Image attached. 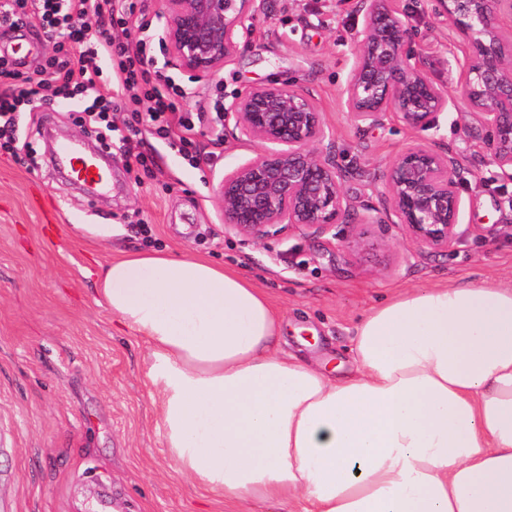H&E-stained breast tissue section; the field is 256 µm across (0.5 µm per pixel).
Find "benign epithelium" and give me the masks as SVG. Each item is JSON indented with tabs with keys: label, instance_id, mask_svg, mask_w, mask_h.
Masks as SVG:
<instances>
[{
	"label": "benign epithelium",
	"instance_id": "7a95c632",
	"mask_svg": "<svg viewBox=\"0 0 512 512\" xmlns=\"http://www.w3.org/2000/svg\"><path fill=\"white\" fill-rule=\"evenodd\" d=\"M470 51L468 77L456 97L439 88L415 62L414 34L386 0H356L362 28L347 81L353 118L380 125L395 114L410 128L429 129L449 106L480 115L493 145L490 163L512 177V41L498 15L512 0H436ZM164 43L173 68L210 80L224 62L251 46L245 20L260 0H160ZM236 138L259 143L254 157L224 173L218 199L224 228L259 244L290 229L312 237L349 223L355 202L342 191L352 169L331 146L313 97L294 85L257 86L223 111ZM459 152L427 142L411 144L388 165L381 195L384 224L398 227L422 254L446 252L462 236Z\"/></svg>",
	"mask_w": 512,
	"mask_h": 512
}]
</instances>
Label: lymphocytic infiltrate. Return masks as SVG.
Instances as JSON below:
<instances>
[{
  "label": "lymphocytic infiltrate",
  "mask_w": 512,
  "mask_h": 512,
  "mask_svg": "<svg viewBox=\"0 0 512 512\" xmlns=\"http://www.w3.org/2000/svg\"><path fill=\"white\" fill-rule=\"evenodd\" d=\"M90 15L96 19L92 27L86 22ZM125 15L126 0H0V27L32 21L64 43L49 60L48 78H28L0 91V138L14 132L22 106L49 96L79 97L104 143L112 141L113 113H127L123 147L142 167L157 161L147 139H175L181 149L191 147L194 117L179 108L182 93L174 81L153 69L150 44L113 34L124 26ZM107 70L112 79L106 83Z\"/></svg>",
  "instance_id": "f902f5d3"
}]
</instances>
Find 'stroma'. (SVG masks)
Returning <instances> with one entry per match:
<instances>
[{"label":"stroma","mask_w":512,"mask_h":512,"mask_svg":"<svg viewBox=\"0 0 512 512\" xmlns=\"http://www.w3.org/2000/svg\"><path fill=\"white\" fill-rule=\"evenodd\" d=\"M415 33L427 76L450 94L465 81L469 50L434 0H392ZM130 40L150 34L153 66L173 77L194 112L191 138L205 156L191 166L161 145L147 172L112 150L109 188L93 194L50 159L48 142L99 147L95 127L72 102L21 112L14 148L0 149V512H278L269 504L225 505L175 471L157 428L145 379L147 345L101 305L96 283L120 252L167 251L211 259L263 288L284 315L286 352L319 365H351L360 317L405 288L512 281V178L489 158L492 145L475 114L450 109L438 125L414 130L396 117L357 123L345 86L362 25L356 0H264L248 25L251 49L211 80L167 66L157 0H127ZM36 49L23 75L45 70L47 39L31 28H0V46ZM294 82L319 107L345 164L342 190L359 203L355 225L336 239L297 230L247 244L224 228L217 202L224 171L253 157L238 141L224 105L259 85ZM417 141L461 148L465 233L448 251L417 255L392 225L373 223L388 164ZM75 224H109L112 238L77 235ZM350 242L339 253V241Z\"/></svg>","instance_id":"stroma-1"}]
</instances>
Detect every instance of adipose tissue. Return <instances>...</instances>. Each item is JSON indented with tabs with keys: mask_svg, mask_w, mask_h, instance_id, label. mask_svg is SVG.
Returning <instances> with one entry per match:
<instances>
[{
	"mask_svg": "<svg viewBox=\"0 0 512 512\" xmlns=\"http://www.w3.org/2000/svg\"><path fill=\"white\" fill-rule=\"evenodd\" d=\"M97 291L147 344L176 470L225 503L512 512V282L379 302L343 376L284 352L267 295L207 259L116 257Z\"/></svg>",
	"mask_w": 512,
	"mask_h": 512,
	"instance_id": "1",
	"label": "adipose tissue"
}]
</instances>
